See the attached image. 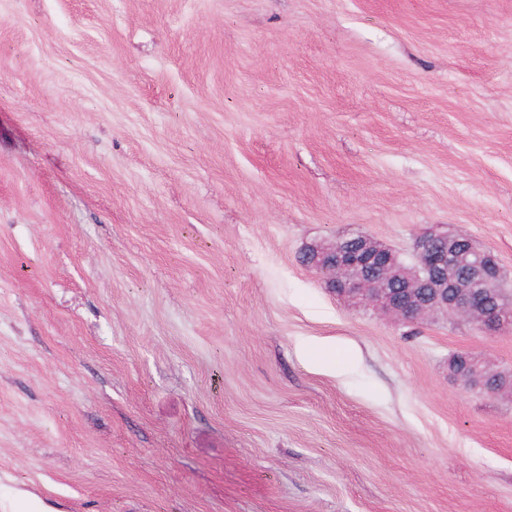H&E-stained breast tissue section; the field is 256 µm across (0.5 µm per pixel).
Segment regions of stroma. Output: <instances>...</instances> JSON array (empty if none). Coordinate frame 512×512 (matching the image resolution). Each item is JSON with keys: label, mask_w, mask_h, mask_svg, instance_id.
<instances>
[{"label": "stroma", "mask_w": 512, "mask_h": 512, "mask_svg": "<svg viewBox=\"0 0 512 512\" xmlns=\"http://www.w3.org/2000/svg\"><path fill=\"white\" fill-rule=\"evenodd\" d=\"M512 277V0H0V512H512V330L307 243ZM468 247L477 259L459 271L456 260ZM299 259L348 305L379 311L398 323L442 316L464 319L487 335L512 329V297H492L485 288L504 276L498 258L448 231L432 228L418 238L413 264L363 233L309 243ZM455 361L462 362L463 366H455ZM448 371L455 381L475 394L493 396L502 394L511 397V371L502 372L501 369L487 362L484 357L471 351L455 353L448 361ZM501 379L505 381V385H501ZM495 380H497L496 383H494Z\"/></svg>", "instance_id": "stroma-1"}]
</instances>
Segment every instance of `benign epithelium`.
<instances>
[{"label": "benign epithelium", "instance_id": "1", "mask_svg": "<svg viewBox=\"0 0 512 512\" xmlns=\"http://www.w3.org/2000/svg\"><path fill=\"white\" fill-rule=\"evenodd\" d=\"M299 259L348 305L398 323L442 316L464 319L487 335L512 329V297H494L487 288L504 276L503 268L493 253L468 238L433 228L415 241L407 264L391 247L353 233L310 243ZM448 371L475 394H512V373L471 351L455 353Z\"/></svg>", "mask_w": 512, "mask_h": 512}]
</instances>
